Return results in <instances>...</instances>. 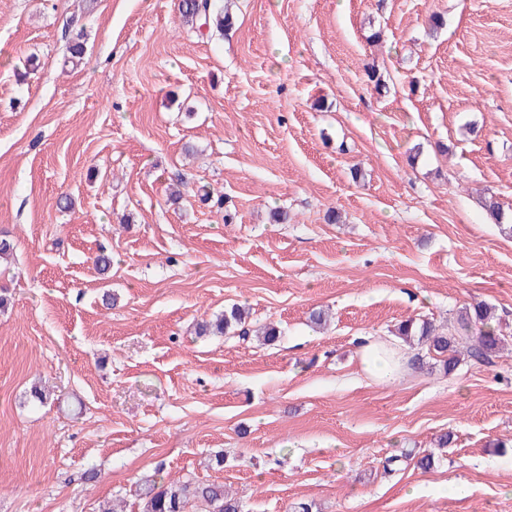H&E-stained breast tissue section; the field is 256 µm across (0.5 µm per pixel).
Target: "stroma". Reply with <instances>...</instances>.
I'll use <instances>...</instances> for the list:
<instances>
[{"label": "stroma", "instance_id": "35a3bbf8", "mask_svg": "<svg viewBox=\"0 0 512 512\" xmlns=\"http://www.w3.org/2000/svg\"><path fill=\"white\" fill-rule=\"evenodd\" d=\"M228 2L203 35L179 0H0V512H141L188 476L243 512H512V229L483 208L512 216V0ZM476 301L493 363L362 369V338ZM235 304L279 341L197 336Z\"/></svg>", "mask_w": 512, "mask_h": 512}]
</instances>
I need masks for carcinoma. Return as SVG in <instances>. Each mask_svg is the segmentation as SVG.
<instances>
[{"label":"carcinoma","instance_id":"obj_1","mask_svg":"<svg viewBox=\"0 0 512 512\" xmlns=\"http://www.w3.org/2000/svg\"><path fill=\"white\" fill-rule=\"evenodd\" d=\"M179 12L188 24L198 22L220 32L233 24L232 14L224 10L220 0H179ZM497 319L496 307L480 301L460 311L454 325L445 328L428 320H409L399 326L398 337L406 342L417 340L439 358L444 373L449 374L467 358L477 363L491 362L504 343L496 328ZM244 324V312L234 306L215 320L200 323L198 333L226 335ZM139 499L142 512H190L199 501L208 505V512H241L240 501L224 490V484L192 477L173 485L147 481L139 489Z\"/></svg>","mask_w":512,"mask_h":512}]
</instances>
